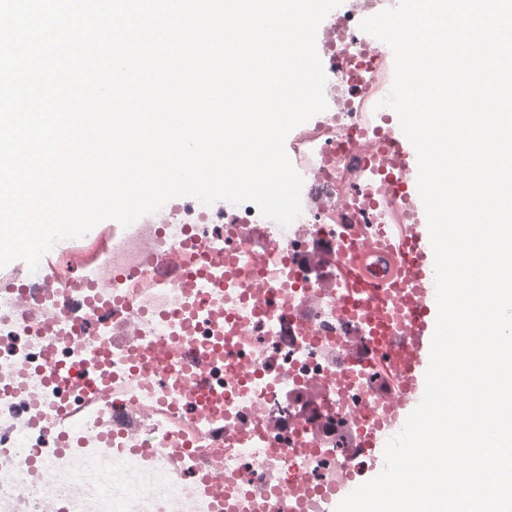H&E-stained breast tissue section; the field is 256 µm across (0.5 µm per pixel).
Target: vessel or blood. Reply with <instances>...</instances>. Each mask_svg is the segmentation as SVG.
I'll return each instance as SVG.
<instances>
[{"label": "vessel or blood", "mask_w": 512, "mask_h": 512, "mask_svg": "<svg viewBox=\"0 0 512 512\" xmlns=\"http://www.w3.org/2000/svg\"><path fill=\"white\" fill-rule=\"evenodd\" d=\"M391 146L396 162L406 173L405 190L416 218L409 235V256L403 267V275L409 283L404 298L414 310V325L409 335L397 337L394 342L392 360L398 367L400 390L390 410L388 425L363 433V467L329 495L328 512H335L337 505L365 483L367 476L375 477L382 473L385 468V445L389 438L401 431L410 413L421 402L425 390V374L430 363L437 302L434 255L427 216L417 188V153L397 125L392 128Z\"/></svg>", "instance_id": "1"}]
</instances>
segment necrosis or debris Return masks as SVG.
<instances>
[{"label":"necrosis or debris","instance_id":"1","mask_svg":"<svg viewBox=\"0 0 512 512\" xmlns=\"http://www.w3.org/2000/svg\"><path fill=\"white\" fill-rule=\"evenodd\" d=\"M394 5L345 0L322 29L328 106L288 147L304 179L291 225L250 202L178 201L61 241L0 291V446L47 452L0 458V512H326L362 463V432L399 394L389 350L413 320L400 295L413 218L378 107L393 75L360 28ZM218 257L246 288L197 297L189 279ZM384 289V308L368 311ZM183 348L210 358L204 392L168 364ZM50 352L84 354L94 392L50 381ZM53 406L51 435L38 416ZM108 475L126 496L110 495Z\"/></svg>","mask_w":512,"mask_h":512}]
</instances>
